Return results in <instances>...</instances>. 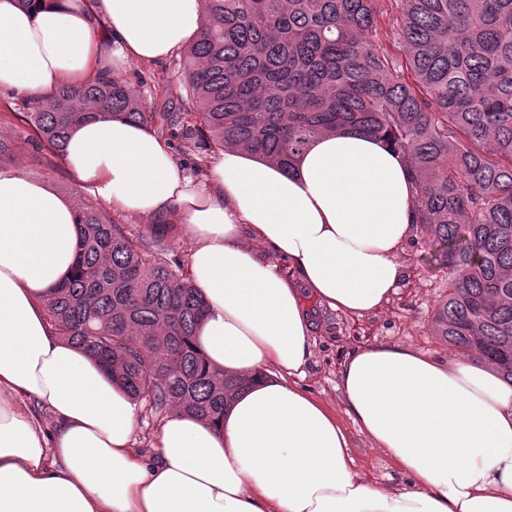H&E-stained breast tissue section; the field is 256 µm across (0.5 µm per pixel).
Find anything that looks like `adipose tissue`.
<instances>
[{"mask_svg":"<svg viewBox=\"0 0 512 512\" xmlns=\"http://www.w3.org/2000/svg\"><path fill=\"white\" fill-rule=\"evenodd\" d=\"M202 27L201 0H0V88L45 99L163 61ZM65 160L113 212L179 218L206 304L197 346L247 385L216 425L171 408L154 453H135L136 399L46 320L75 262L77 206L0 169V512H512V386L494 371L395 345L348 355L347 413L407 476L401 490L357 475L335 414L294 382L310 355L306 297L362 316L406 276L417 191L399 154L347 129L290 172L224 149L199 181L164 139L96 119L71 130ZM28 398L50 408L53 433Z\"/></svg>","mask_w":512,"mask_h":512,"instance_id":"1","label":"adipose tissue"}]
</instances>
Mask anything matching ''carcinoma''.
Wrapping results in <instances>:
<instances>
[{
	"label": "carcinoma",
	"mask_w": 512,
	"mask_h": 512,
	"mask_svg": "<svg viewBox=\"0 0 512 512\" xmlns=\"http://www.w3.org/2000/svg\"><path fill=\"white\" fill-rule=\"evenodd\" d=\"M204 24L178 79L154 86L184 109L156 111L118 78L63 87L15 116L35 149L64 156L96 118L181 140L185 154L241 147L285 171L317 136L349 127L410 165L417 224L448 263L433 335L512 383V0H202ZM402 55L381 37L380 17ZM76 263L45 311L161 417L213 422L245 381L194 345L205 304L168 247L174 224L137 239L92 200L77 203Z\"/></svg>",
	"instance_id": "obj_1"
}]
</instances>
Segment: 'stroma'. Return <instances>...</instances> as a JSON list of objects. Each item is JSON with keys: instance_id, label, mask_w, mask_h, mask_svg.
<instances>
[{"instance_id": "stroma-1", "label": "stroma", "mask_w": 512, "mask_h": 512, "mask_svg": "<svg viewBox=\"0 0 512 512\" xmlns=\"http://www.w3.org/2000/svg\"><path fill=\"white\" fill-rule=\"evenodd\" d=\"M14 165L63 195L77 200L88 195L74 184L63 159L26 150ZM433 250L431 240L415 231L401 254L407 276L377 312L349 316L313 299L306 302L312 319L310 356L299 385L336 412L349 434L356 472L389 489L405 486L406 478L390 455L377 448L347 415L337 388L338 372L346 355L357 347L401 345L443 362L456 358L454 348L428 330L436 301L446 294L448 285V269L433 262Z\"/></svg>"}]
</instances>
